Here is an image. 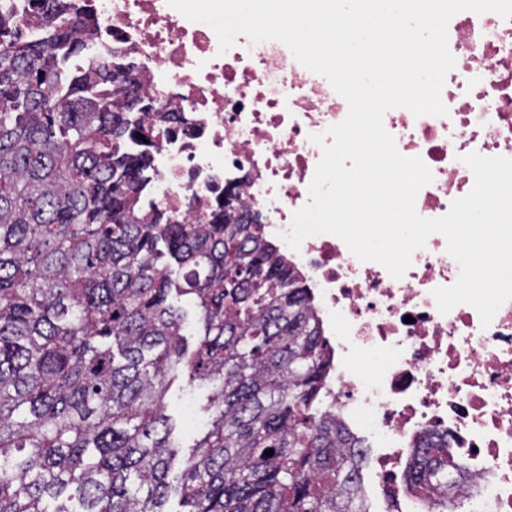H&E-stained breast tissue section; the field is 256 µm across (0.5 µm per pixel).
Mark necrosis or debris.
Returning a JSON list of instances; mask_svg holds the SVG:
<instances>
[{
	"instance_id": "necrosis-or-debris-1",
	"label": "necrosis or debris",
	"mask_w": 512,
	"mask_h": 512,
	"mask_svg": "<svg viewBox=\"0 0 512 512\" xmlns=\"http://www.w3.org/2000/svg\"><path fill=\"white\" fill-rule=\"evenodd\" d=\"M81 6L91 15L90 45L133 61L145 102L176 113L152 151L145 207L203 224L225 185H237L246 211L259 214L304 278L326 341L325 408L363 440L362 497L377 495L384 512H421L408 463L440 438L461 467L448 474L462 485L461 512H512V301L486 327L467 304L441 313L432 292L453 285L460 269L439 233L399 279L360 262L335 235L308 237L297 251L280 239L310 200L322 157L310 136L342 121L346 100L281 42L241 35L220 52L209 25L167 0ZM448 46L456 59L441 92L448 116L394 108L383 118L398 151L432 172L415 202L429 219L472 189L463 155L512 157V19L458 13Z\"/></svg>"
}]
</instances>
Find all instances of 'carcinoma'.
Instances as JSON below:
<instances>
[{"label": "carcinoma", "mask_w": 512, "mask_h": 512, "mask_svg": "<svg viewBox=\"0 0 512 512\" xmlns=\"http://www.w3.org/2000/svg\"><path fill=\"white\" fill-rule=\"evenodd\" d=\"M85 30L75 0H0V512H170L175 489L181 512H367L305 282L233 186L206 224L143 210L174 113L133 106L130 65ZM181 368L209 421L171 481ZM448 467L442 448L412 459L424 512L455 503L428 496ZM171 301L176 306L181 307L187 313L182 325L181 334L188 341L190 346H193L198 339V323L196 312L187 301L186 297L177 295L175 291H173L171 294Z\"/></svg>", "instance_id": "carcinoma-1"}]
</instances>
